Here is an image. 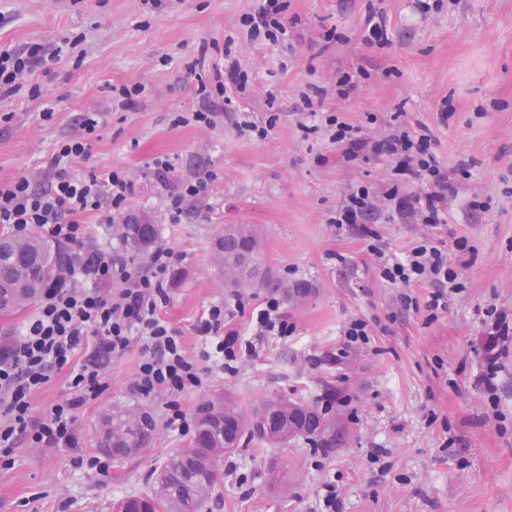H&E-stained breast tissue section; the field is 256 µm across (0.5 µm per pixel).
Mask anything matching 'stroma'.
<instances>
[{
    "instance_id": "1",
    "label": "stroma",
    "mask_w": 512,
    "mask_h": 512,
    "mask_svg": "<svg viewBox=\"0 0 512 512\" xmlns=\"http://www.w3.org/2000/svg\"><path fill=\"white\" fill-rule=\"evenodd\" d=\"M289 3L297 24L288 44L276 46L249 42L239 28L259 0H164L154 10L141 0H0V46L71 44L48 73H35L38 97L0 96V113L12 115L0 125V178L43 180L47 158L76 132L77 115L105 112L91 163L126 170L134 183L131 215L157 224L161 241L180 253L159 315L188 351L200 348L198 317L226 295L210 259L224 225L260 228L267 264L312 284L308 298L283 307L290 336L258 340L236 375L209 372L179 402L190 414L214 390L231 393L245 413L276 398L301 400L335 421L336 443L324 451L302 438L265 448L242 441L225 456L206 512H320L329 482L341 490L340 512H512V342L501 356L500 418L473 386L476 351L488 336L479 311L512 308V0H437L426 15L412 0ZM372 10L383 13L390 42L367 48L360 25ZM333 25L342 40L322 42ZM230 35L253 74L250 92L215 127L174 125L200 105L188 65ZM346 73L358 86L340 99L336 80ZM132 83L144 91L121 106L109 88ZM314 85L325 90L326 109L368 135L384 133L399 112L408 125L430 128L443 168L471 161L470 177L449 197L448 222L437 229L450 260L458 258V239L472 247L462 270L466 288L435 323L402 309L403 291L377 276L358 226L332 224L352 187H381L389 163L343 161L303 112L301 96ZM49 102L57 111L46 121ZM274 108L280 119L267 139L240 130L239 121L265 122ZM369 112L376 123H366ZM307 125L312 134L304 133ZM158 157L184 179L205 169L219 175L177 224L153 175ZM476 196L490 201L487 212L470 210ZM354 318L368 322L370 345L339 364L311 366L308 355L336 349ZM139 358L135 345L110 361L108 390L79 417L77 450L17 448L13 468L0 474V512H111L114 500L150 491L155 471L188 438L168 428L163 399L132 392ZM115 405L152 413L151 448L111 461L104 476L74 468L72 453L97 454L96 428Z\"/></svg>"
}]
</instances>
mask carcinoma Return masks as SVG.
<instances>
[{"mask_svg": "<svg viewBox=\"0 0 512 512\" xmlns=\"http://www.w3.org/2000/svg\"><path fill=\"white\" fill-rule=\"evenodd\" d=\"M118 236L130 251L149 255L158 242L155 224L128 220L116 225ZM70 253L53 245L42 234L33 232L17 237L0 233V317L9 318L35 303L55 282L67 264ZM214 265L224 277V288L239 293L255 288H272L289 303H296L311 290L302 279L277 276L261 252V240L251 224H230L224 235L214 240L211 249ZM282 418L279 428L269 432L258 428L257 416L267 408L263 403L252 415L244 416L235 400L212 393L202 397L193 413V430L186 446L170 457L158 471L150 492L115 501L113 512L126 507L130 512H202L220 477L224 454L238 449L244 435L258 444L286 445L297 438H308L317 447H332L336 439L335 422L317 409L288 399L274 401ZM155 422L147 411L114 406L102 417L96 444L108 449L116 460L145 453L155 435ZM197 463L184 464L187 453Z\"/></svg>", "mask_w": 512, "mask_h": 512, "instance_id": "1", "label": "carcinoma"}]
</instances>
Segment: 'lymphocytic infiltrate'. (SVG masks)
Masks as SVG:
<instances>
[{
  "instance_id": "1",
  "label": "lymphocytic infiltrate",
  "mask_w": 512,
  "mask_h": 512,
  "mask_svg": "<svg viewBox=\"0 0 512 512\" xmlns=\"http://www.w3.org/2000/svg\"><path fill=\"white\" fill-rule=\"evenodd\" d=\"M286 0H264L253 12L242 15L240 25L253 40L273 43L288 39ZM60 48H0V93L13 95L28 90L38 95L32 76L59 57ZM200 110L191 113L196 125L211 127L220 113L234 111L237 96L245 91L249 75L231 49H224L212 63L208 76L198 77ZM324 92L313 88L304 95L307 110H319L330 144L340 150L345 162L355 163L372 156L387 157L394 178L382 189L359 185L350 190L336 210L335 224L415 223L429 226L404 258H391L377 244L367 249L376 258L379 276L393 285L427 284L425 300L429 320L448 310L450 295L463 292L457 266L432 230L446 223L448 195L454 192L455 177H469L471 164L461 161L455 172L442 168L431 151L432 136L408 129L399 113H392L389 133L381 139L363 134L361 127L341 121L323 110ZM106 122L105 113L89 109L77 118V136L59 142L45 163L48 183L37 187L24 175L0 180V224L17 234L43 229L55 241L73 247L74 254L53 287L44 291L37 312L24 323L18 335L0 340V470L11 468L20 442L36 448H69L75 468L107 474L109 465L96 457L76 453V423L84 408L96 402L109 387L106 362L123 356L133 345L141 347V361L132 389L144 398L167 395V424L183 432L189 418L178 398L200 387L207 364L225 373L238 371L243 357L254 355L256 345L238 329L228 327L231 313L248 314L255 336H286L288 318L276 295H268L254 308L242 297L210 306L197 320L194 330L202 342L198 354H190L176 331L159 316L169 300L163 286L178 259L166 245L156 247L148 274L134 270L121 248L109 245L89 250V219L115 224L128 216L133 185L119 167L89 165L91 139ZM155 175L166 188L167 208L172 221H180L186 202L203 198L216 181L206 171L194 179H177L174 166L165 158L153 161ZM418 183L417 193H405L409 183ZM489 335L479 356L483 370L477 387L497 404L501 371L500 346L512 337V313L496 305L485 311ZM69 371L66 396L35 413L34 393L60 371Z\"/></svg>"
}]
</instances>
